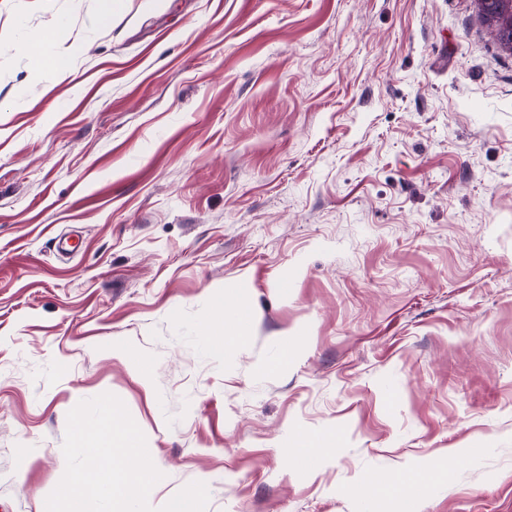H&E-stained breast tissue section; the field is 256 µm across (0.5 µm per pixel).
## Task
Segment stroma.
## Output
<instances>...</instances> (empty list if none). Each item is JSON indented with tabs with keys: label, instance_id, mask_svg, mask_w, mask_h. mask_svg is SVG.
<instances>
[{
	"label": "stroma",
	"instance_id": "35a3bbf8",
	"mask_svg": "<svg viewBox=\"0 0 512 512\" xmlns=\"http://www.w3.org/2000/svg\"><path fill=\"white\" fill-rule=\"evenodd\" d=\"M97 11L0 0V512H41L105 392L156 508L403 512L361 480L420 472L416 512H512V54L476 0ZM224 302L251 334L219 351ZM40 36V35H39ZM39 36L33 37L30 41H38ZM42 41H38L36 50H28L32 62V69L40 76L50 81H59L64 79L70 68V61L66 54L61 53L52 61H46L41 54ZM227 307H219L212 311L207 320L203 323L201 330L205 335L216 336V339H224L230 336L238 342L244 341L249 335V315L242 307H236L234 314L236 319L228 321L225 317ZM335 439H315L307 433H302L298 438L299 448H291L292 455L299 461L304 462L309 468L319 464L321 460L333 451Z\"/></svg>",
	"mask_w": 512,
	"mask_h": 512
}]
</instances>
